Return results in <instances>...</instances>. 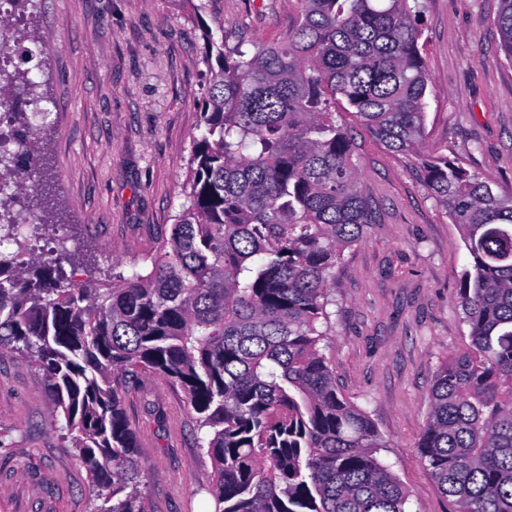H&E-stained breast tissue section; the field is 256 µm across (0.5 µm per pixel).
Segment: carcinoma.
<instances>
[{"label": "carcinoma", "mask_w": 512, "mask_h": 512, "mask_svg": "<svg viewBox=\"0 0 512 512\" xmlns=\"http://www.w3.org/2000/svg\"><path fill=\"white\" fill-rule=\"evenodd\" d=\"M280 44L216 46L218 71L193 141L186 204L145 273L97 288L72 280L49 223L39 117L46 98L22 72L33 113L22 165L23 215H0V346L41 372L95 486L92 512H148L136 440L112 374H159L206 431L212 512H406L376 457L368 413L340 392L320 344L342 251L376 223L355 161L345 103L374 138L420 151L430 92L419 0H294ZM512 61V0L495 20ZM423 182L463 229L470 267L459 303L472 349L429 389L418 460L457 512H512V199L447 156Z\"/></svg>", "instance_id": "1"}]
</instances>
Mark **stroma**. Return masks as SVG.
<instances>
[{"instance_id":"35a3bbf8","label":"stroma","mask_w":512,"mask_h":512,"mask_svg":"<svg viewBox=\"0 0 512 512\" xmlns=\"http://www.w3.org/2000/svg\"><path fill=\"white\" fill-rule=\"evenodd\" d=\"M499 0H424L425 151H439L512 197V62ZM290 0H40L32 70L51 114L42 146L55 207L74 238L73 278L109 284L113 267L146 272L186 201L187 161L216 61L209 38L244 48L284 40ZM377 216L346 248L328 291L325 355L341 392L387 442L377 457L400 480L408 512H453L418 460L428 391L449 356L470 351L458 283L470 257L462 228L425 188L422 157L389 150L353 125ZM139 490L150 512H211L213 466L196 414L161 375L123 376ZM28 359L0 347V512H91L78 461ZM495 23L500 32L501 49L505 57L512 61V0H500Z\"/></svg>"}]
</instances>
